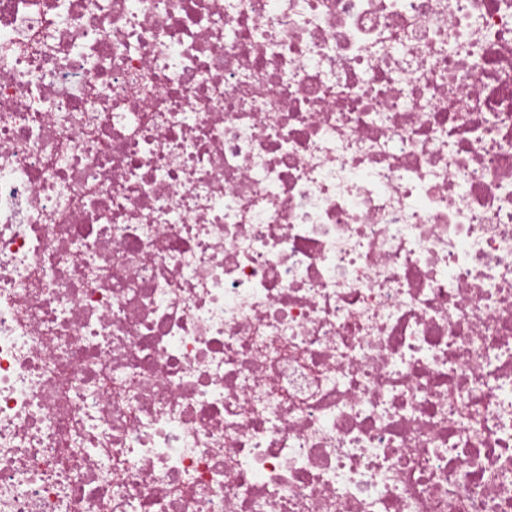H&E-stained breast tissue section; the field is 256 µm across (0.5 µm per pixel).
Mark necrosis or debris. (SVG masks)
<instances>
[{
    "label": "necrosis or debris",
    "instance_id": "4bbe7bcc",
    "mask_svg": "<svg viewBox=\"0 0 512 512\" xmlns=\"http://www.w3.org/2000/svg\"><path fill=\"white\" fill-rule=\"evenodd\" d=\"M0 512H512V0H0Z\"/></svg>",
    "mask_w": 512,
    "mask_h": 512
}]
</instances>
